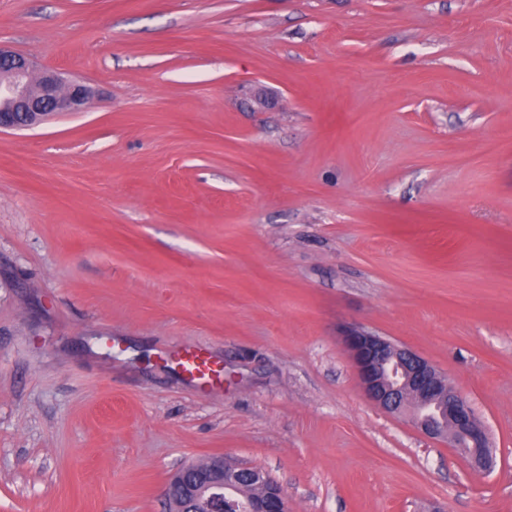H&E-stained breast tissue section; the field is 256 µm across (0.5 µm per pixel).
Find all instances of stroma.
Returning a JSON list of instances; mask_svg holds the SVG:
<instances>
[{
    "mask_svg": "<svg viewBox=\"0 0 512 512\" xmlns=\"http://www.w3.org/2000/svg\"><path fill=\"white\" fill-rule=\"evenodd\" d=\"M0 42L93 91L0 132V512H167L216 455L290 512H512V0H0ZM346 328L452 378L493 470ZM341 340L360 385L375 404L408 416L429 438L448 439L473 470L491 469L486 429L448 377L411 349L373 332L349 329ZM167 359L175 371L201 391L224 384V367L204 348L175 345L168 350Z\"/></svg>",
    "mask_w": 512,
    "mask_h": 512,
    "instance_id": "stroma-1",
    "label": "stroma"
}]
</instances>
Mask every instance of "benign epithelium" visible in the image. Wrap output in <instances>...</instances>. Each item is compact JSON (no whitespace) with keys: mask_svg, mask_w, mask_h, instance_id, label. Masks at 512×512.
Returning a JSON list of instances; mask_svg holds the SVG:
<instances>
[{"mask_svg":"<svg viewBox=\"0 0 512 512\" xmlns=\"http://www.w3.org/2000/svg\"><path fill=\"white\" fill-rule=\"evenodd\" d=\"M90 89L54 73L34 76L28 57L0 45V130L29 127L63 112H79ZM365 394L391 414L405 415L425 436L446 439L475 471L493 465L486 429L470 401L425 358L373 332L349 329L341 337ZM265 483L266 499L241 506L244 512H288V498L261 468H247ZM242 467L222 456L208 464H186L170 479V512H222L236 492Z\"/></svg>","mask_w":512,"mask_h":512,"instance_id":"1","label":"benign epithelium"}]
</instances>
